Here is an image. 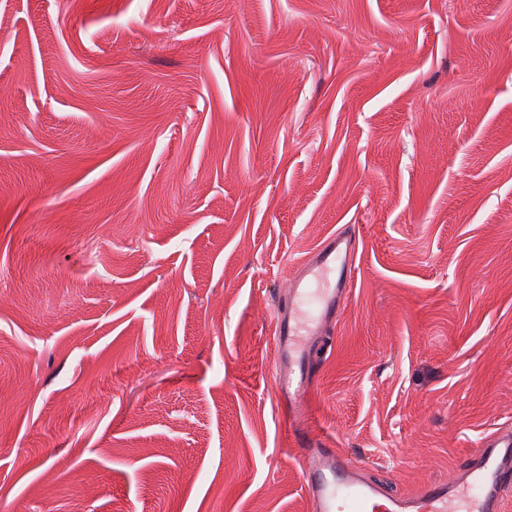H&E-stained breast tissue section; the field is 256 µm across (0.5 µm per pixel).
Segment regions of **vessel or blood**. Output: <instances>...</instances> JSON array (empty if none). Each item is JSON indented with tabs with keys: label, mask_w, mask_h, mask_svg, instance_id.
I'll list each match as a JSON object with an SVG mask.
<instances>
[{
	"label": "vessel or blood",
	"mask_w": 512,
	"mask_h": 512,
	"mask_svg": "<svg viewBox=\"0 0 512 512\" xmlns=\"http://www.w3.org/2000/svg\"><path fill=\"white\" fill-rule=\"evenodd\" d=\"M356 238L328 236L304 259L288 285V302L275 326L276 382L291 416L307 411L305 394L316 369L314 347L327 343L355 276ZM303 480L313 512H501L512 488V432L484 440L452 479L434 480L417 493H391L362 477L332 448L299 440Z\"/></svg>",
	"instance_id": "obj_1"
}]
</instances>
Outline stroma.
Instances as JSON below:
<instances>
[{
	"mask_svg": "<svg viewBox=\"0 0 512 512\" xmlns=\"http://www.w3.org/2000/svg\"><path fill=\"white\" fill-rule=\"evenodd\" d=\"M0 16V512H312L275 315L348 230L317 437L417 492L512 428V0Z\"/></svg>",
	"mask_w": 512,
	"mask_h": 512,
	"instance_id": "1",
	"label": "stroma"
}]
</instances>
